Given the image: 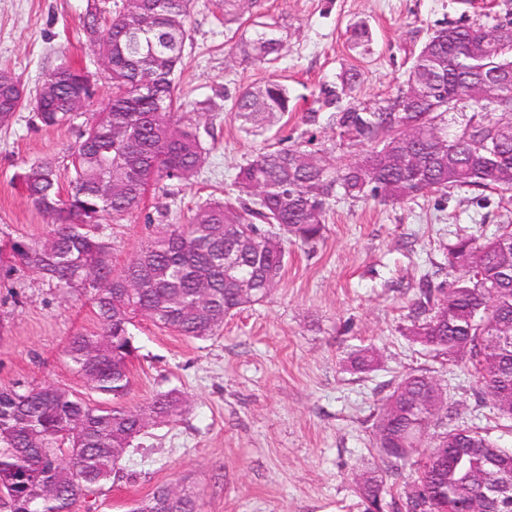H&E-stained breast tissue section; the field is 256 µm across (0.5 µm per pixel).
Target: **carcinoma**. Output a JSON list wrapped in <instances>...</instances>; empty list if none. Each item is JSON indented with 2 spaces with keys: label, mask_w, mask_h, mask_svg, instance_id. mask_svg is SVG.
Wrapping results in <instances>:
<instances>
[{
  "label": "carcinoma",
  "mask_w": 512,
  "mask_h": 512,
  "mask_svg": "<svg viewBox=\"0 0 512 512\" xmlns=\"http://www.w3.org/2000/svg\"><path fill=\"white\" fill-rule=\"evenodd\" d=\"M192 0H120L104 22L97 3L88 4L82 25L89 39L112 54V99L85 122L71 148L70 166L54 159L24 163L17 179L27 198L52 220L48 235L17 240L12 257L55 287L90 294L97 331L70 337L64 353L78 376L112 405H92L59 386L0 388V500L5 512H73L77 501L117 476L119 461L149 427L181 415L186 397L159 394L139 409L119 403L129 386V361L136 356L131 327L138 319L191 339H206L224 318L264 299L285 262V242L313 244L323 235L331 205L340 197L385 203L451 188L512 192L501 172L512 171V46L491 36L512 25V11L496 23L450 24L421 44L403 86L381 104L355 100L361 80L346 68L319 90L324 112L305 122L332 132L317 149L316 136L288 148L260 149L238 167L232 192L200 204L183 224H165L120 269L112 266V244L98 235L101 224L141 210L151 187L189 185L205 148L199 128L179 113L176 77L187 40ZM257 0H220L224 27L242 22ZM486 41L478 61L464 43ZM353 45L370 50L372 32L351 28ZM283 44L273 25L256 22L249 38L234 48L247 63L278 58ZM483 75L501 81L492 100H477L469 82ZM20 81L0 71V124L13 117ZM92 100L84 71L56 68L25 101L42 126L71 123L82 116L70 99ZM290 111L286 87L272 80L245 88L232 106L241 129L251 134L276 113ZM350 148L344 160L331 159ZM412 152L403 166L393 153ZM121 186L107 199L104 180ZM488 234H458L444 247L452 280L420 279L406 335L425 351L477 375L476 401L490 403L512 420L502 404L512 400V211ZM210 293L203 300L199 284ZM379 362L373 350L352 360L359 372ZM434 377L401 378L381 400L373 433L382 465L354 479L364 512H512V448H501L472 427L453 423L449 406L441 415L429 405L444 403ZM415 467L413 487L387 498V479ZM52 474L49 494L37 492ZM171 498L158 487L129 512H198V494L178 480Z\"/></svg>",
  "instance_id": "cac0c4a2"
}]
</instances>
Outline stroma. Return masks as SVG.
Instances as JSON below:
<instances>
[{
    "mask_svg": "<svg viewBox=\"0 0 512 512\" xmlns=\"http://www.w3.org/2000/svg\"><path fill=\"white\" fill-rule=\"evenodd\" d=\"M87 2L0 0V71L31 89L56 67L82 66L92 74L95 102L107 101L112 86L82 31ZM509 6L512 0H264L261 20L278 26L283 49L274 63L247 65L215 0H193L177 94L187 117L209 129L208 154L193 184L150 192L141 211L101 226L113 265L123 267L150 241L166 206L186 213L224 199L237 166L255 150L307 139L302 118L317 108L322 81L359 66L357 98L382 102L404 80L427 33L500 16ZM359 23L373 33L367 55L347 40V28ZM271 79L287 87L293 109L257 134L244 133L231 106L242 88ZM78 135L75 126L42 127L29 105L0 125V246L50 231V218L27 201L15 175L41 157L67 164ZM500 213L497 195L480 201L467 189L397 204L341 199L319 241L288 243L276 288L225 318L214 337L188 339L137 323L139 355L122 405L135 409L176 389L187 406L176 422L150 428L118 478L80 498L75 512H128L180 478L195 487L199 512H363L353 478L379 458L372 415L410 373L435 376L460 424L512 448V428L477 407L474 377L405 334L420 278L445 261L439 239L460 227L497 224ZM96 329L88 293L64 292L0 256V387L55 385L105 404L64 354L70 336ZM364 348L376 349L381 361L354 372L348 359Z\"/></svg>",
    "mask_w": 512,
    "mask_h": 512,
    "instance_id": "35a3bbf8",
    "label": "stroma"
}]
</instances>
